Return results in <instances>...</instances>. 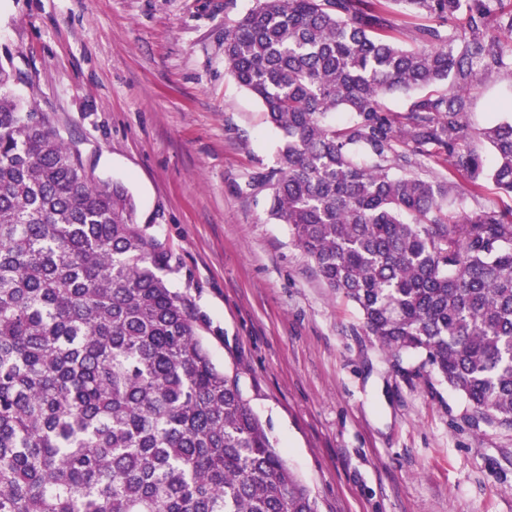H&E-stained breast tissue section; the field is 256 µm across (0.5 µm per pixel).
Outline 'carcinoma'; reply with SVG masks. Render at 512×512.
Wrapping results in <instances>:
<instances>
[{
  "mask_svg": "<svg viewBox=\"0 0 512 512\" xmlns=\"http://www.w3.org/2000/svg\"><path fill=\"white\" fill-rule=\"evenodd\" d=\"M224 67L282 134L271 218L368 335L511 427L512 205L482 190L512 198V119L466 116L483 80L512 85V0H254ZM11 79L0 65V512H320L133 194ZM396 90L400 112L381 102ZM427 160L458 179L420 176Z\"/></svg>",
  "mask_w": 512,
  "mask_h": 512,
  "instance_id": "obj_1",
  "label": "carcinoma"
}]
</instances>
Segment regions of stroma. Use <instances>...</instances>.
I'll list each match as a JSON object with an SVG mask.
<instances>
[{"label":"stroma","mask_w":512,"mask_h":512,"mask_svg":"<svg viewBox=\"0 0 512 512\" xmlns=\"http://www.w3.org/2000/svg\"><path fill=\"white\" fill-rule=\"evenodd\" d=\"M252 5L0 0V64L15 96L133 193L213 361L322 512H512V427L368 336L250 187L279 141L224 68V28ZM511 116V87H477L471 127Z\"/></svg>","instance_id":"stroma-1"}]
</instances>
